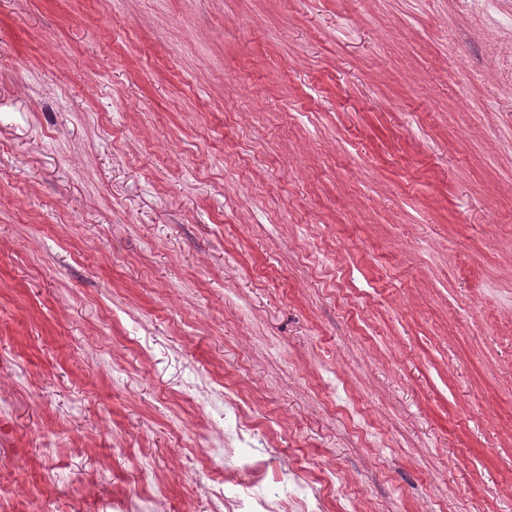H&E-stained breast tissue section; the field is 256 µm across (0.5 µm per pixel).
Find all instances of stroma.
<instances>
[{
  "label": "stroma",
  "mask_w": 512,
  "mask_h": 512,
  "mask_svg": "<svg viewBox=\"0 0 512 512\" xmlns=\"http://www.w3.org/2000/svg\"><path fill=\"white\" fill-rule=\"evenodd\" d=\"M217 484L512 512V0H0V512Z\"/></svg>",
  "instance_id": "35a3bbf8"
}]
</instances>
